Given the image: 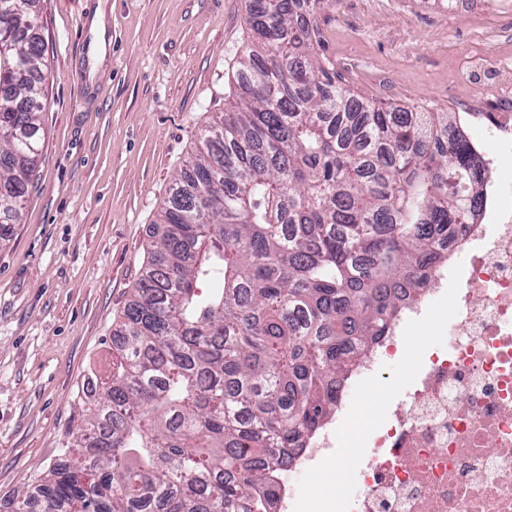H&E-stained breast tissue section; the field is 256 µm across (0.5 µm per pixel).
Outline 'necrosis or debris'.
<instances>
[{
	"mask_svg": "<svg viewBox=\"0 0 512 512\" xmlns=\"http://www.w3.org/2000/svg\"><path fill=\"white\" fill-rule=\"evenodd\" d=\"M484 195V223L449 244L447 267L347 374L353 388L375 379L384 360L398 358L402 325L449 297L456 338L424 352L403 402L365 433L351 512H512V193L490 179ZM460 253L466 264L457 263ZM341 423L326 418L295 450L292 470L324 465ZM272 489L278 512H344L337 495L298 498L282 472Z\"/></svg>",
	"mask_w": 512,
	"mask_h": 512,
	"instance_id": "necrosis-or-debris-1",
	"label": "necrosis or debris"
}]
</instances>
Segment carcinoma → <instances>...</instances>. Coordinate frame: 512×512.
Wrapping results in <instances>:
<instances>
[{
    "label": "carcinoma",
    "instance_id": "1",
    "mask_svg": "<svg viewBox=\"0 0 512 512\" xmlns=\"http://www.w3.org/2000/svg\"><path fill=\"white\" fill-rule=\"evenodd\" d=\"M37 0H0V240L44 144ZM249 0L235 111L174 177L96 413L37 489L41 512H263L272 465L336 408L484 205L454 112L383 108L336 81L309 16ZM214 291L203 296L197 284Z\"/></svg>",
    "mask_w": 512,
    "mask_h": 512
}]
</instances>
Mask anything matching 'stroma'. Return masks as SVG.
<instances>
[{"label":"stroma","instance_id":"35a3bbf8","mask_svg":"<svg viewBox=\"0 0 512 512\" xmlns=\"http://www.w3.org/2000/svg\"><path fill=\"white\" fill-rule=\"evenodd\" d=\"M248 0H39L48 79L44 147L19 224L0 244V512H15L62 461L89 414L88 379L106 388L115 328L142 275L152 226L201 127L233 92ZM341 0L313 19L320 54L384 108L464 112L469 95L503 111L512 69V0ZM112 26L105 77L87 89L80 15ZM450 306L406 332L405 357L349 393L344 449L294 474L299 495L358 489L356 447L380 409L400 402L415 360L440 345Z\"/></svg>","mask_w":512,"mask_h":512}]
</instances>
